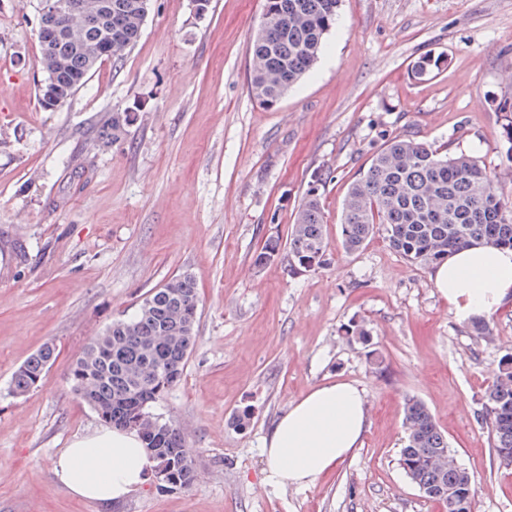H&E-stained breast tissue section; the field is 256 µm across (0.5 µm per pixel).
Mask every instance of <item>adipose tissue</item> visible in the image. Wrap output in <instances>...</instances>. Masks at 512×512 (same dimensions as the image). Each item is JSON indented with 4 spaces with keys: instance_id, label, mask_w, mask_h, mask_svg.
<instances>
[{
    "instance_id": "1",
    "label": "adipose tissue",
    "mask_w": 512,
    "mask_h": 512,
    "mask_svg": "<svg viewBox=\"0 0 512 512\" xmlns=\"http://www.w3.org/2000/svg\"><path fill=\"white\" fill-rule=\"evenodd\" d=\"M432 280L455 314H491L512 298V249L465 246L434 268ZM366 426L364 397L356 385L337 381L317 387L289 406L264 442L269 484H313L349 456ZM150 468L137 432L102 426L64 449L53 474L72 494L113 504L142 488Z\"/></svg>"
}]
</instances>
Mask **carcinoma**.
<instances>
[{
  "label": "carcinoma",
  "instance_id": "1",
  "mask_svg": "<svg viewBox=\"0 0 512 512\" xmlns=\"http://www.w3.org/2000/svg\"><path fill=\"white\" fill-rule=\"evenodd\" d=\"M74 3L64 37L40 44L44 79L39 105L53 110L83 88L91 71L105 60L118 61L138 41L148 0H63ZM112 5V30L91 26L85 9ZM339 0H264L262 20L251 43L249 88L256 102L273 108L310 71L333 29ZM441 58L427 55L412 68L417 79L439 68ZM377 224L385 225L389 247L410 263L438 265L448 253L473 241L512 248V201L474 157L441 154L423 143L393 138L349 188L341 223L342 245L358 250ZM329 243L320 197L311 189L295 213L288 236L293 272L301 274L327 262ZM198 291L189 275L169 279L153 291L130 319L112 323L72 363L69 380L76 397L100 419L137 431L151 462L170 467L173 487L188 488L196 478L193 454L181 431L147 419L153 404L181 378L195 341ZM472 335L492 336L490 319L474 317ZM45 345L14 372L10 392L29 394L52 362ZM483 416L489 421L493 449H512V353L497 365L486 391ZM407 437L400 465L423 495L442 502L446 512H473L471 477L457 469L455 451L429 409L410 399L404 409Z\"/></svg>",
  "mask_w": 512,
  "mask_h": 512
}]
</instances>
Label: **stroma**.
<instances>
[{
    "mask_svg": "<svg viewBox=\"0 0 512 512\" xmlns=\"http://www.w3.org/2000/svg\"><path fill=\"white\" fill-rule=\"evenodd\" d=\"M35 4L0 0V512H444L400 465L410 398L467 468L474 512H512V467L482 416L512 351V302L486 342L383 227L355 252L341 245L351 183L397 135L477 158L512 197V0H342L317 62L270 109L248 89L263 0H209L201 13L151 0L125 58L53 111L37 100ZM427 54L443 63L415 79ZM116 112L125 131L103 141ZM314 185L328 265L292 273L283 247L256 266L269 239L287 242ZM178 274L199 291L195 343L153 411L183 433L196 480L151 481L113 505L75 496L53 460L101 421L72 392L70 367ZM358 323L369 342L348 339ZM46 344L55 358L38 387L10 395L14 371ZM337 380L363 391L361 445L312 485H269L274 423Z\"/></svg>",
    "mask_w": 512,
    "mask_h": 512,
    "instance_id": "stroma-1",
    "label": "stroma"
}]
</instances>
